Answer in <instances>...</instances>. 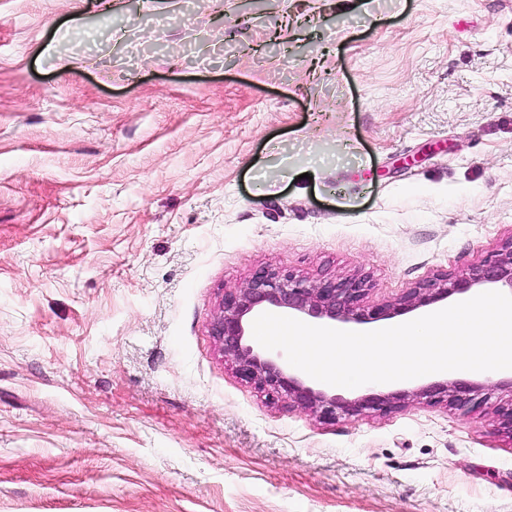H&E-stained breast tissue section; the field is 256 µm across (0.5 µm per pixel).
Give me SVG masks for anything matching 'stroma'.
<instances>
[{"instance_id":"35a3bbf8","label":"stroma","mask_w":512,"mask_h":512,"mask_svg":"<svg viewBox=\"0 0 512 512\" xmlns=\"http://www.w3.org/2000/svg\"><path fill=\"white\" fill-rule=\"evenodd\" d=\"M512 237V0H0V512H512V391L321 422L210 332Z\"/></svg>"}]
</instances>
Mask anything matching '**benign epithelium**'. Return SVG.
<instances>
[{"label": "benign epithelium", "instance_id": "benign-epithelium-1", "mask_svg": "<svg viewBox=\"0 0 512 512\" xmlns=\"http://www.w3.org/2000/svg\"><path fill=\"white\" fill-rule=\"evenodd\" d=\"M487 284L512 289V238L503 241L490 257L468 273L438 275L418 283L393 302L371 306L365 304L369 281L364 277L309 283L289 272L262 268L244 286L224 292L211 322V334L224 355L233 360L241 379L255 384L271 398L287 397L294 406L317 413L324 421L359 417L370 411L392 413L406 407L412 397L429 405L445 404L469 415L490 399V393L481 384L445 380L411 390H377L353 399L344 398L265 355L250 334V324L268 310L291 311L303 318L334 322L375 323L433 306ZM496 416L499 429L512 436V399L498 404Z\"/></svg>", "mask_w": 512, "mask_h": 512}]
</instances>
